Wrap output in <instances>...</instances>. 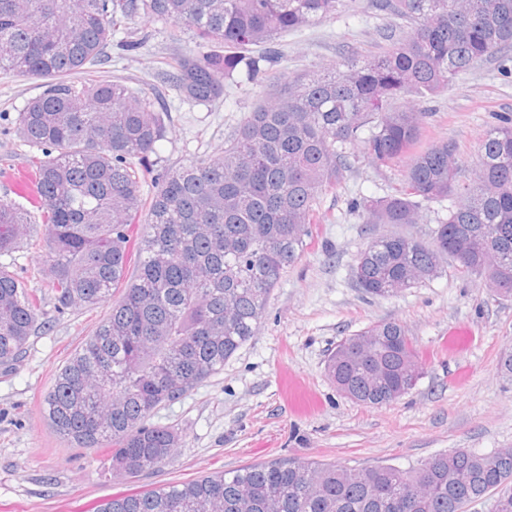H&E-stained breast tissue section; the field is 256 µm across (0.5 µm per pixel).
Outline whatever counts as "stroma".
I'll return each instance as SVG.
<instances>
[{
    "label": "stroma",
    "mask_w": 512,
    "mask_h": 512,
    "mask_svg": "<svg viewBox=\"0 0 512 512\" xmlns=\"http://www.w3.org/2000/svg\"><path fill=\"white\" fill-rule=\"evenodd\" d=\"M347 2L342 13L277 39L280 72L323 70L348 51L376 50L388 16L374 0ZM136 29L148 36L147 46H109L102 66L135 88L151 89L161 57L198 48L189 33L171 41L167 23L141 21ZM41 91L40 81L0 70V170L29 165L34 151L14 126ZM264 98L245 81L226 84L223 101L208 108L167 93L162 166L220 156L225 138ZM399 104L427 113L425 141L453 142L463 169H471L498 115H512V52L484 59L448 90ZM401 173V166L357 157L342 188L322 198L325 221L314 225L302 260L274 288L255 336L221 372L154 412L152 423L182 434L173 458L134 477L114 475L105 451L62 437L42 409L57 372L112 304L60 314L43 288L42 328L13 372L0 374V512H97L118 496L289 458L409 469L454 448L489 453L512 446V382L498 366L512 346V297L496 296L485 279L461 273L452 261L438 277L391 298L356 284V254L390 227L367 223L348 202L385 196ZM385 321L406 328L421 352L422 374L398 400L367 406L341 395L325 365L340 339Z\"/></svg>",
    "instance_id": "stroma-1"
}]
</instances>
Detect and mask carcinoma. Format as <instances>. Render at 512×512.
Returning a JSON list of instances; mask_svg holds the SVG:
<instances>
[{"label":"carcinoma","mask_w":512,"mask_h":512,"mask_svg":"<svg viewBox=\"0 0 512 512\" xmlns=\"http://www.w3.org/2000/svg\"><path fill=\"white\" fill-rule=\"evenodd\" d=\"M376 6L407 35L386 29L389 47L378 54L350 53L331 69L287 78L271 72L275 36L337 14L344 0H0V69L43 85L15 121L41 151L31 159L48 251L39 279L60 312L121 291L57 373L44 413L76 446L111 449L114 472L171 459L178 431L149 417L223 370L255 335L320 223L321 197L342 186L360 145L380 166L408 160L394 192L350 201L366 223L416 224L423 204L450 206L429 242L372 238L355 259L358 287L393 297L450 259L512 296V120L488 130L466 176L454 144H423L429 113L396 105L406 93L436 94L512 48V0ZM141 19L175 22L200 40L201 50L166 57L158 72L180 100L211 106L238 75L272 86V100L244 118L220 157L158 168L165 110L122 78L85 76ZM33 226L31 211L0 200V257L30 240ZM42 302L40 289L0 262L1 373L41 329ZM327 373L344 396L383 405L415 386L419 351L403 325L379 323L338 343ZM492 491L494 512H512V446L454 448L405 470L255 464L114 498L98 512H465Z\"/></svg>","instance_id":"obj_1"}]
</instances>
